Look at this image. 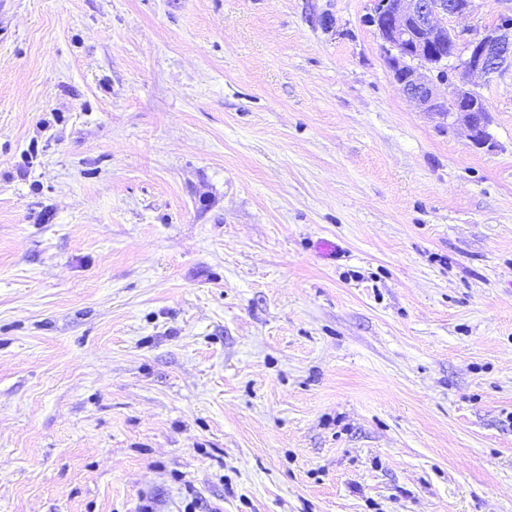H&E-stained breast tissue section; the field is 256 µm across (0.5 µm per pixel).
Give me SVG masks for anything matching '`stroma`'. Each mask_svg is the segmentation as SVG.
Segmentation results:
<instances>
[{"mask_svg": "<svg viewBox=\"0 0 512 512\" xmlns=\"http://www.w3.org/2000/svg\"><path fill=\"white\" fill-rule=\"evenodd\" d=\"M371 9L0 0V512H512V69ZM484 0H373L369 24L377 32L394 78L406 94L448 130L462 127L475 145L491 141V116L473 78L485 81L512 67V6L459 47V35L448 28V17L474 12ZM438 45L446 52H436ZM456 58L457 64H449ZM446 85L447 95L437 93Z\"/></svg>", "mask_w": 512, "mask_h": 512, "instance_id": "1", "label": "stroma"}]
</instances>
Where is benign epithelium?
I'll return each instance as SVG.
<instances>
[{
    "instance_id": "1",
    "label": "benign epithelium",
    "mask_w": 512,
    "mask_h": 512,
    "mask_svg": "<svg viewBox=\"0 0 512 512\" xmlns=\"http://www.w3.org/2000/svg\"><path fill=\"white\" fill-rule=\"evenodd\" d=\"M477 0H373L369 24L377 32L394 78L426 112L453 131L462 127L475 145L490 143L491 116L473 82L512 67V6L477 37L459 46L450 18L466 16ZM447 87L439 96L437 87Z\"/></svg>"
}]
</instances>
